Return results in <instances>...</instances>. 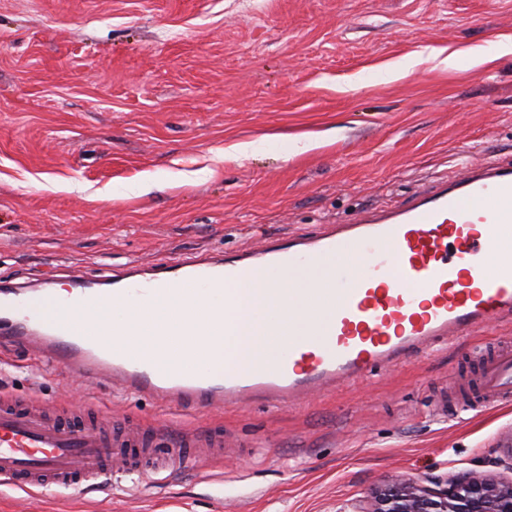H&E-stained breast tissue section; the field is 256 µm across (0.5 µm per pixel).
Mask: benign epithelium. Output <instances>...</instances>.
Segmentation results:
<instances>
[{"mask_svg":"<svg viewBox=\"0 0 512 512\" xmlns=\"http://www.w3.org/2000/svg\"><path fill=\"white\" fill-rule=\"evenodd\" d=\"M337 512H512V480L466 470L428 484L396 482L374 489Z\"/></svg>","mask_w":512,"mask_h":512,"instance_id":"1","label":"benign epithelium"}]
</instances>
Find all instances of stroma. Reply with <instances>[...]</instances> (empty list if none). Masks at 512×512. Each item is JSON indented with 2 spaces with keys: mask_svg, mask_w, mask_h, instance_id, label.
<instances>
[{
  "mask_svg": "<svg viewBox=\"0 0 512 512\" xmlns=\"http://www.w3.org/2000/svg\"><path fill=\"white\" fill-rule=\"evenodd\" d=\"M512 160V0H0V276H96L349 224ZM512 323L294 405L168 411L0 347V394L224 456L0 512H336L394 480L512 479L463 386ZM174 447L178 448H213L217 454L220 453L224 447V433L217 431H210L204 436H198L193 432L187 431L181 433Z\"/></svg>",
  "mask_w": 512,
  "mask_h": 512,
  "instance_id": "1",
  "label": "stroma"
}]
</instances>
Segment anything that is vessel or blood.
<instances>
[{"instance_id": "1", "label": "vessel or blood", "mask_w": 512, "mask_h": 512, "mask_svg": "<svg viewBox=\"0 0 512 512\" xmlns=\"http://www.w3.org/2000/svg\"><path fill=\"white\" fill-rule=\"evenodd\" d=\"M298 272L303 285L275 294L279 322L298 329L288 345L248 368L191 366L185 358L221 350L235 319L224 288ZM67 294L56 275L25 282L0 278V345L30 351L120 393L173 407L283 408L416 353L512 319V163L463 165L410 202L391 203L353 224L292 233L233 256L211 251L160 259L111 277L70 272ZM167 299L190 304L187 336L171 352L169 332L153 329L150 350L120 349L99 337L100 316ZM482 406L512 402V351L495 354L469 382ZM178 448L221 451L224 435L187 431ZM130 473L144 464L173 467L150 425L108 432L82 411L65 424L42 409L0 398V485L29 492L77 488L111 477L113 461Z\"/></svg>"}]
</instances>
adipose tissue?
<instances>
[{
  "label": "adipose tissue",
  "mask_w": 512,
  "mask_h": 512,
  "mask_svg": "<svg viewBox=\"0 0 512 512\" xmlns=\"http://www.w3.org/2000/svg\"><path fill=\"white\" fill-rule=\"evenodd\" d=\"M224 291L243 296L244 301L236 311V330L232 335L224 337V353L213 358V368H223L229 359L242 366L258 364L265 361L275 346L287 344V336L278 337L271 333L276 306L267 295L264 281L244 286L228 285Z\"/></svg>",
  "instance_id": "adipose-tissue-1"
}]
</instances>
